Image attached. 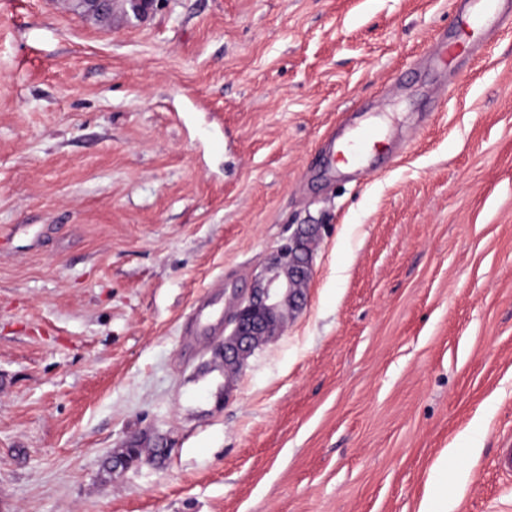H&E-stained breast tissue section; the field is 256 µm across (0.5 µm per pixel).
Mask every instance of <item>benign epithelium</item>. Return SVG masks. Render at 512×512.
Wrapping results in <instances>:
<instances>
[{
	"mask_svg": "<svg viewBox=\"0 0 512 512\" xmlns=\"http://www.w3.org/2000/svg\"><path fill=\"white\" fill-rule=\"evenodd\" d=\"M319 231L309 224L282 245L272 262L255 277L247 295L238 298L224 315V372H237L243 361L262 343L283 329L285 313L305 303L302 286L313 271V256L304 239Z\"/></svg>",
	"mask_w": 512,
	"mask_h": 512,
	"instance_id": "1",
	"label": "benign epithelium"
}]
</instances>
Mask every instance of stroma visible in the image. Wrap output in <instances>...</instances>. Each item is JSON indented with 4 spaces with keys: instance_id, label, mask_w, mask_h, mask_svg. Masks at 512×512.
Here are the masks:
<instances>
[{
    "instance_id": "35a3bbf8",
    "label": "stroma",
    "mask_w": 512,
    "mask_h": 512,
    "mask_svg": "<svg viewBox=\"0 0 512 512\" xmlns=\"http://www.w3.org/2000/svg\"><path fill=\"white\" fill-rule=\"evenodd\" d=\"M456 9L0 0V512H418L445 451L450 512H512V31L434 65ZM300 224L306 303L225 376Z\"/></svg>"
}]
</instances>
